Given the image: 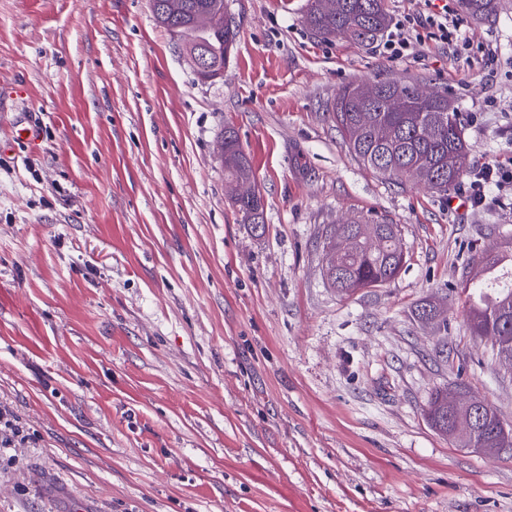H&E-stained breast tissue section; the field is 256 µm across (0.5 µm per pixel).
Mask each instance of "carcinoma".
<instances>
[{
    "instance_id": "1",
    "label": "carcinoma",
    "mask_w": 512,
    "mask_h": 512,
    "mask_svg": "<svg viewBox=\"0 0 512 512\" xmlns=\"http://www.w3.org/2000/svg\"><path fill=\"white\" fill-rule=\"evenodd\" d=\"M155 20L175 35L189 61L203 56L206 64L193 68L202 80L224 76L238 37V24L228 13L224 0H150ZM499 0H460L461 11L482 22L497 14ZM305 22L312 32L326 40L346 39L370 45L381 38L391 18L386 0H341L335 13L322 10L320 0H308ZM379 92L369 102L357 97L359 84L343 86L330 113L337 131L356 161L373 171L400 181L420 180L437 194H446L458 185L470 169L467 141L451 100L434 94L426 101L418 96L419 84L410 81L378 80ZM406 102L401 112H392L389 98ZM224 174L230 183L252 180V171L237 133L224 128L222 140ZM241 220L259 229L264 224V200L232 197ZM396 224L362 218L349 224H334L323 241L324 276L342 294L373 288L393 279L406 254ZM482 268L490 273L466 280L464 289L471 298L469 324L472 334L491 343L497 355L512 369V243L482 257ZM414 318L431 324L441 335L448 333V315L440 304L426 300L414 308ZM439 387L428 403V419L438 432L448 434V422L467 419L468 410L460 398L470 393L463 381ZM483 418L476 437L458 440L467 447L471 440L480 448H502L512 443L503 437L506 425L486 402L475 410Z\"/></svg>"
}]
</instances>
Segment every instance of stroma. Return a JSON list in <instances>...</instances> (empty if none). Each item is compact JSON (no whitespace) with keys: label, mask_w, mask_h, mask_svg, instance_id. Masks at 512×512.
<instances>
[{"label":"stroma","mask_w":512,"mask_h":512,"mask_svg":"<svg viewBox=\"0 0 512 512\" xmlns=\"http://www.w3.org/2000/svg\"><path fill=\"white\" fill-rule=\"evenodd\" d=\"M239 36L198 79L149 0H0V512H512V451L429 424L458 380L512 426V376L472 336L463 281L512 240V184L479 208L358 164L330 117L353 82L453 100L473 164L512 165V0L458 43L391 59L325 41L308 0H226ZM41 127L16 139L17 123ZM233 127L264 199L242 223ZM398 225L409 256L341 295L322 234ZM445 300L448 349L414 321ZM222 146L224 174L228 183L251 181L252 171L249 161L242 150L237 133L232 127L224 129ZM28 441L22 427L18 426L13 419L3 414L0 407V450L2 448H13L16 443Z\"/></svg>","instance_id":"35a3bbf8"}]
</instances>
